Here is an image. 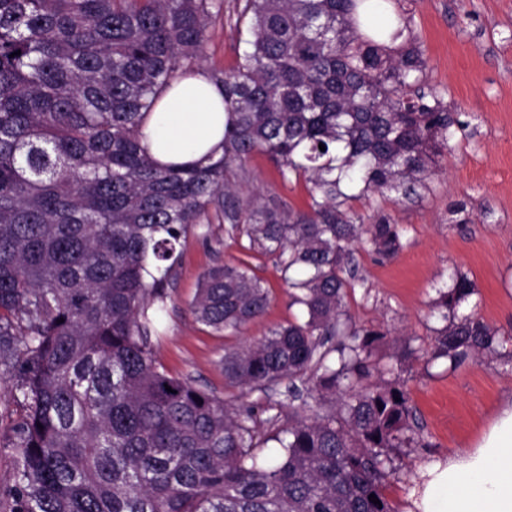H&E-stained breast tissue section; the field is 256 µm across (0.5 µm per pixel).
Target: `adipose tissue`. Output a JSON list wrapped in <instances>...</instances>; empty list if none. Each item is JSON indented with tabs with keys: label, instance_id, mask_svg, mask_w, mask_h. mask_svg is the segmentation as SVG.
<instances>
[{
	"label": "adipose tissue",
	"instance_id": "obj_1",
	"mask_svg": "<svg viewBox=\"0 0 512 512\" xmlns=\"http://www.w3.org/2000/svg\"><path fill=\"white\" fill-rule=\"evenodd\" d=\"M224 97L203 71L178 75L142 124L143 143L163 164H190L223 151ZM410 512H512V402L472 446L424 465Z\"/></svg>",
	"mask_w": 512,
	"mask_h": 512
}]
</instances>
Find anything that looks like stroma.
Wrapping results in <instances>:
<instances>
[{"mask_svg": "<svg viewBox=\"0 0 512 512\" xmlns=\"http://www.w3.org/2000/svg\"><path fill=\"white\" fill-rule=\"evenodd\" d=\"M235 6L236 0H224L225 13L212 19L195 69L215 76L236 67L238 45L226 18ZM386 11L411 16L427 61L424 89L440 92L446 103L467 113L471 126L439 158L417 196L388 193L353 201L365 221L387 214L407 233L393 258L358 253L366 285L350 293L349 313L360 324H388L391 333L376 350L384 361L396 362L410 347L431 349L433 331L442 325L433 304L456 267L476 286L463 312H476L507 336L501 355L468 359L454 369L425 356L407 358L403 377L421 443L391 450L386 495L394 512H408L418 466L471 445L512 397V364L507 361L512 354V0H388ZM235 182L241 195L257 190L292 210L308 209L305 180L283 177L265 154L251 155L237 169ZM459 201L467 204L463 224L449 214ZM236 237L223 213L213 210L208 222L193 225L181 238L155 348L167 371L224 399L232 392L225 386L221 360L232 340L196 322L189 311L203 274L219 262H241L269 288L268 309L244 330L242 341L262 338L297 313L273 258L240 250ZM19 414L10 385L0 383L2 494L13 486V426Z\"/></svg>", "mask_w": 512, "mask_h": 512, "instance_id": "35a3bbf8", "label": "stroma"}]
</instances>
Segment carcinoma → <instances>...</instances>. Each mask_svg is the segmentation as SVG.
Listing matches in <instances>:
<instances>
[{
    "mask_svg": "<svg viewBox=\"0 0 512 512\" xmlns=\"http://www.w3.org/2000/svg\"><path fill=\"white\" fill-rule=\"evenodd\" d=\"M242 2L244 49L214 77L224 152L171 166L141 145L142 119L203 54L224 0H0V379L23 409L0 512H393L385 460L419 444V426L405 381L374 360L389 330L356 325L347 298L365 285L357 251L391 259L405 229L365 224L350 202L416 194L469 122L418 86L426 61L406 14L376 22L379 0ZM256 152L305 179L309 211L240 197L226 175ZM212 207L244 249L275 258L300 311L224 351L228 388L306 395L311 415L284 428L269 416V433L260 403L155 357L176 245ZM474 291L454 269L432 358L501 346L497 328L458 314ZM270 301L249 267L218 263L189 309L237 336ZM269 441L279 454L261 460Z\"/></svg>",
    "mask_w": 512,
    "mask_h": 512,
    "instance_id": "1",
    "label": "carcinoma"
}]
</instances>
